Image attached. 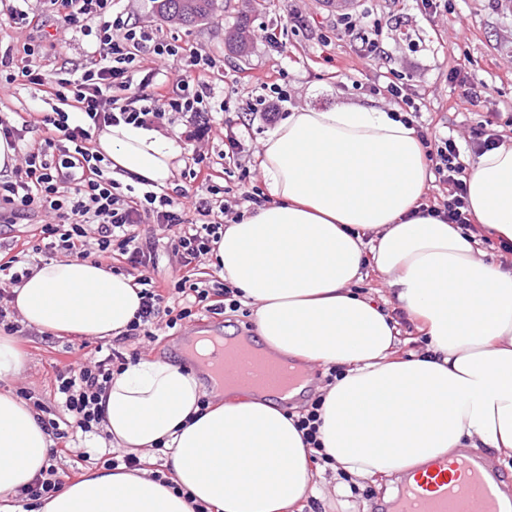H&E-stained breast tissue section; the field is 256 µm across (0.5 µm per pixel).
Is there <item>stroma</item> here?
I'll return each mask as SVG.
<instances>
[{
  "label": "stroma",
  "instance_id": "35a3bbf8",
  "mask_svg": "<svg viewBox=\"0 0 512 512\" xmlns=\"http://www.w3.org/2000/svg\"><path fill=\"white\" fill-rule=\"evenodd\" d=\"M117 9L140 25L158 30L170 43L216 58L228 108L211 124L206 149L214 159L224 149L225 125L244 120L255 99L271 97L267 84L271 76L287 85L290 97L279 103L274 120L258 119L250 125V138L257 147L293 109L370 102L394 108L385 93L371 89L380 75L392 70L414 93L420 108L419 129L428 138L465 136L486 119L500 126L512 122V0H441L434 11L424 8L421 0H349L342 9L357 16L371 15L385 30L384 54L377 60L361 57L348 37L336 35L333 25L340 8L329 0H266L259 10L252 8L250 0H218L216 13L192 26L175 19L159 20L152 0H119ZM244 14L250 19L252 39L251 53L242 62L225 51L224 30ZM263 27L282 29L280 48H270L259 38ZM462 55L472 62L471 83L488 89L474 102L468 100L453 73ZM363 286L398 321L408 339L402 352L423 353L424 337L399 309L382 277L369 274ZM188 334L185 327L163 328L157 341H128L120 350L127 354L137 348L142 356L182 363ZM17 342L27 365L20 376L9 380V388L56 409L53 369L79 358L80 338L47 337L30 328ZM313 469L323 480L303 500V512H382L383 494L374 484L344 473L332 474L320 462ZM336 481L347 485L345 495L335 493L332 484Z\"/></svg>",
  "mask_w": 512,
  "mask_h": 512
}]
</instances>
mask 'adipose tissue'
<instances>
[{
    "label": "adipose tissue",
    "instance_id": "ef3b65f1",
    "mask_svg": "<svg viewBox=\"0 0 512 512\" xmlns=\"http://www.w3.org/2000/svg\"><path fill=\"white\" fill-rule=\"evenodd\" d=\"M113 179L172 186L182 147L151 127L93 135ZM259 168L270 203L227 224L213 252L221 276L253 308L272 359L342 370L321 390L322 449L332 472L384 486L460 448L512 459V272L486 260L478 232L512 244V141L480 154L467 178L472 228L423 212L432 179L412 127L375 106L293 110L265 139ZM385 278L429 339L397 355L398 322L359 290ZM23 324L111 339L139 307L134 277L76 258L51 259L14 286ZM196 373L140 358L102 395L103 433L141 469L100 468L36 512H293L314 485L312 448L270 397L213 392ZM51 438L35 410L0 391V512L47 463ZM166 450L170 485L146 463Z\"/></svg>",
    "mask_w": 512,
    "mask_h": 512
}]
</instances>
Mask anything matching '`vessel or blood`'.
<instances>
[{
	"mask_svg": "<svg viewBox=\"0 0 512 512\" xmlns=\"http://www.w3.org/2000/svg\"><path fill=\"white\" fill-rule=\"evenodd\" d=\"M214 372L247 386L278 390L283 375L276 364L257 359L226 360L223 351L210 355ZM498 479L476 452L453 464L435 463L414 473L402 488L391 512H506L497 493Z\"/></svg>",
	"mask_w": 512,
	"mask_h": 512,
	"instance_id": "1",
	"label": "vessel or blood"
}]
</instances>
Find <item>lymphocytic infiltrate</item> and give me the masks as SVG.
I'll return each instance as SVG.
<instances>
[{
  "instance_id": "obj_1",
  "label": "lymphocytic infiltrate",
  "mask_w": 512,
  "mask_h": 512,
  "mask_svg": "<svg viewBox=\"0 0 512 512\" xmlns=\"http://www.w3.org/2000/svg\"><path fill=\"white\" fill-rule=\"evenodd\" d=\"M0 14L40 33L54 27L57 37L52 44L59 48L65 45L63 33L71 30L91 41L85 63L71 68L45 64L39 40L26 47L21 59L0 54L6 83L34 86L53 104L51 114L41 119L50 133L34 142L27 138L30 121L15 125L0 116V137L18 157L11 174L0 179V222L39 217L44 251L82 260L117 254L137 270L141 302L123 340L154 337L153 325L161 316L173 329L202 311L213 315L239 311L236 289L227 282L198 278L195 266L224 233L223 224L211 218L213 210L226 213L229 205L196 197L189 187L175 197L153 190L139 196L120 192L118 183L105 174L103 157L92 150L93 131L106 125L150 127L170 114H188L206 122L212 113L223 111L210 79L213 60L113 13L112 0H39L38 7L27 11L0 0ZM336 28L352 37L363 55L381 57L384 37L378 21L344 12L338 14ZM147 51L155 60L176 61L168 82H156L152 70L134 79ZM426 156L436 182L449 188L434 209L436 216L451 224L470 225L467 174L456 139L450 135L435 139ZM157 227L171 231L184 268L173 287L164 289L147 275L157 261L153 233ZM125 363L124 354L114 349L58 372L55 389L64 417L44 420L46 431L68 443L97 429L103 420L100 396ZM72 476V471L48 465L19 489L17 497L39 506Z\"/></svg>"
}]
</instances>
